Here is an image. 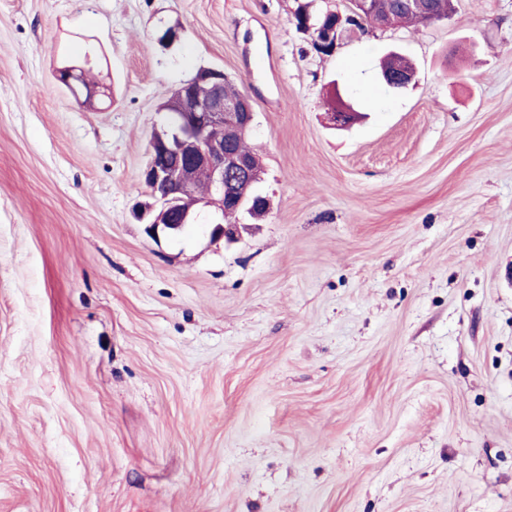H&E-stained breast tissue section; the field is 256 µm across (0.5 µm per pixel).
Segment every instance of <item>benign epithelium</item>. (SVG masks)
<instances>
[{"instance_id":"benign-epithelium-1","label":"benign epithelium","mask_w":512,"mask_h":512,"mask_svg":"<svg viewBox=\"0 0 512 512\" xmlns=\"http://www.w3.org/2000/svg\"><path fill=\"white\" fill-rule=\"evenodd\" d=\"M383 0H351V14L328 10L335 16L332 26L311 22L306 18L305 29L312 33L314 45L319 52L335 49L337 41L350 28L362 26H385ZM448 10L444 14H430L424 0H403L405 8L420 24H428L451 17L455 12V0H447ZM208 85V93L197 96L185 84L176 90L179 111L172 113L170 130L154 134L150 143L151 160L146 169L145 181L151 188V201L138 205L134 218L145 225L153 238L177 236L185 227L194 223L195 213H180L181 221H171L173 208L189 192V184L181 174L169 167L165 159L170 155L187 158L194 167L204 170L209 176L208 192L201 200L206 207L220 211L231 206L250 214L264 212L268 201L254 193L250 179L252 158L234 148L236 140H243L253 129L255 112L251 100L244 94L234 100L224 98V72L203 69L200 72ZM416 72L406 66L403 57L392 56V69L384 74V80L393 88H404L415 78ZM244 224L209 225L212 239H224L234 243L241 237Z\"/></svg>"}]
</instances>
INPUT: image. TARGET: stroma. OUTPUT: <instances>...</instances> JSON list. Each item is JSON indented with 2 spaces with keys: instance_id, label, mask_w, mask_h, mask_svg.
Wrapping results in <instances>:
<instances>
[{
  "instance_id": "1",
  "label": "stroma",
  "mask_w": 512,
  "mask_h": 512,
  "mask_svg": "<svg viewBox=\"0 0 512 512\" xmlns=\"http://www.w3.org/2000/svg\"><path fill=\"white\" fill-rule=\"evenodd\" d=\"M296 6L0 0V512H512V0L329 55ZM203 68L255 110L232 244L132 217ZM392 61L388 60L384 66V70H389L388 73L384 74V80L393 88H404L410 84L416 75V71H412L406 66V60L398 55H393Z\"/></svg>"
}]
</instances>
